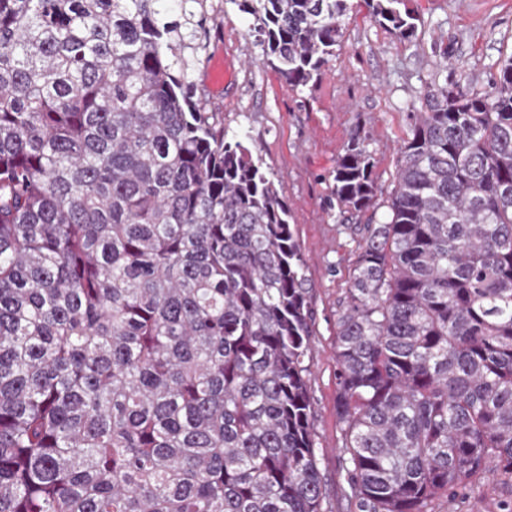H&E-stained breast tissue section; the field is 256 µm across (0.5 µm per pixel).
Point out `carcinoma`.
Segmentation results:
<instances>
[{"mask_svg": "<svg viewBox=\"0 0 512 512\" xmlns=\"http://www.w3.org/2000/svg\"><path fill=\"white\" fill-rule=\"evenodd\" d=\"M352 0H240L321 75ZM402 40L405 0H363ZM208 0H0V512H323L312 312L275 179L194 99ZM337 321L357 512L512 475V57L427 90ZM379 188L357 135L339 212Z\"/></svg>", "mask_w": 512, "mask_h": 512, "instance_id": "carcinoma-1", "label": "carcinoma"}]
</instances>
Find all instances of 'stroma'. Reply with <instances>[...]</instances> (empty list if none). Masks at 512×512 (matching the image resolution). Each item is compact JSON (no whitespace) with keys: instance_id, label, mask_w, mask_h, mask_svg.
I'll use <instances>...</instances> for the list:
<instances>
[{"instance_id":"stroma-1","label":"stroma","mask_w":512,"mask_h":512,"mask_svg":"<svg viewBox=\"0 0 512 512\" xmlns=\"http://www.w3.org/2000/svg\"><path fill=\"white\" fill-rule=\"evenodd\" d=\"M420 18L416 43L398 40L353 0L343 45L321 76L292 87L260 59L252 19L233 0L206 23V47L191 79L206 110L224 115L228 132L249 131L290 209L312 290L310 392L324 512H356L339 453L336 416V322L345 306L367 227L383 222L399 148L428 87L487 88L512 57V0H409ZM226 69L223 82L212 60ZM360 134L380 193L375 208L341 217L331 208L333 171L352 134ZM512 479L479 476L454 499L435 497L431 512H503Z\"/></svg>"}]
</instances>
